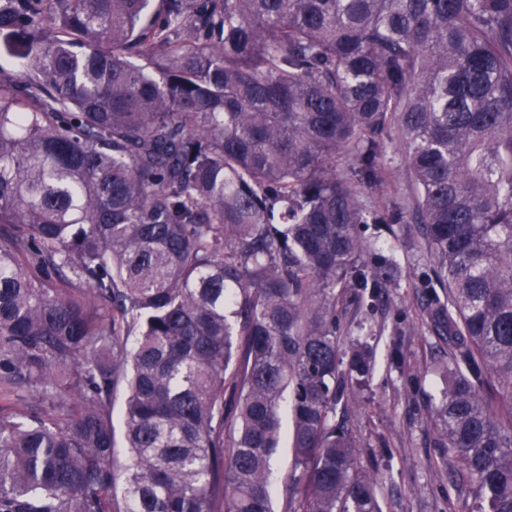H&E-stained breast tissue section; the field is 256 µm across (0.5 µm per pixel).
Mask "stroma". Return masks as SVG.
Instances as JSON below:
<instances>
[{
	"label": "stroma",
	"instance_id": "obj_1",
	"mask_svg": "<svg viewBox=\"0 0 512 512\" xmlns=\"http://www.w3.org/2000/svg\"><path fill=\"white\" fill-rule=\"evenodd\" d=\"M388 150L380 160L383 184L363 188L369 210L391 211L399 219L391 231L366 224L365 235L389 257L396 281L387 300L358 313L375 354L372 397L354 426L362 461L372 463L387 485V512H448V479L430 469L434 430L428 411L439 403L443 382L432 372L438 355L435 339L418 324L421 298L427 285L424 272L432 258L420 225L411 219L415 190L408 173L402 140L395 130L384 135ZM413 321V328L395 336L397 316ZM400 347L404 365L391 361L392 347Z\"/></svg>",
	"mask_w": 512,
	"mask_h": 512
}]
</instances>
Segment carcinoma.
<instances>
[{
  "label": "carcinoma",
  "instance_id": "cac0c4a2",
  "mask_svg": "<svg viewBox=\"0 0 512 512\" xmlns=\"http://www.w3.org/2000/svg\"><path fill=\"white\" fill-rule=\"evenodd\" d=\"M2 51L0 512H384L341 336L393 285L361 231L391 128L430 467L450 512H512V0H0Z\"/></svg>",
  "mask_w": 512,
  "mask_h": 512
}]
</instances>
